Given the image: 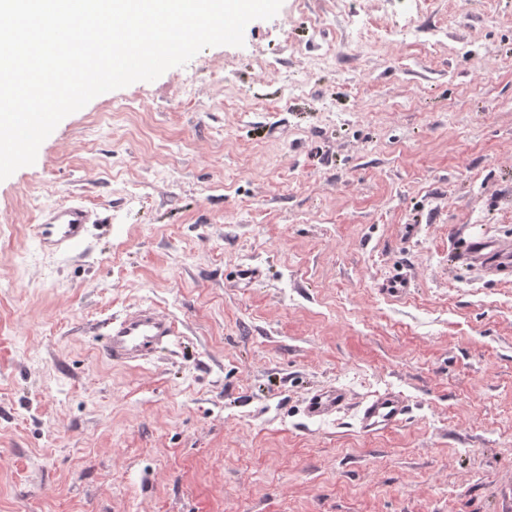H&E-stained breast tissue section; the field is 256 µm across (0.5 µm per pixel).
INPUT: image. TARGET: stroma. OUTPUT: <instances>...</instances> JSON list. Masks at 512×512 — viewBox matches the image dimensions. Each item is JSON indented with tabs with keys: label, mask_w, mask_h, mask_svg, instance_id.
<instances>
[{
	"label": "stroma",
	"mask_w": 512,
	"mask_h": 512,
	"mask_svg": "<svg viewBox=\"0 0 512 512\" xmlns=\"http://www.w3.org/2000/svg\"><path fill=\"white\" fill-rule=\"evenodd\" d=\"M244 40L0 181V512H512V272L466 254L512 249V0H283ZM67 200L101 221L43 250ZM147 306L176 335L106 359ZM345 395L340 390H316L311 392L304 405V413L308 418L325 417L342 405ZM407 406L402 398L385 393L370 399L361 409L360 424L366 432H378L402 422Z\"/></svg>",
	"instance_id": "stroma-1"
}]
</instances>
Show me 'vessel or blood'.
<instances>
[{
    "label": "vessel or blood",
    "mask_w": 512,
    "mask_h": 512,
    "mask_svg": "<svg viewBox=\"0 0 512 512\" xmlns=\"http://www.w3.org/2000/svg\"><path fill=\"white\" fill-rule=\"evenodd\" d=\"M93 217V212L78 202L52 208L44 213L40 224H37L35 235L45 249L65 250L85 239ZM471 252L488 268H512V254L503 251L487 252L484 242H475ZM174 334L173 321L154 308H142L109 324L103 353L112 361L138 362L151 356ZM344 400L342 391L316 390L307 396L304 413L311 419L322 418L335 412ZM406 413L407 407L402 398L385 393L370 399L362 407L360 424L365 431L375 433L402 422Z\"/></svg>",
    "instance_id": "vessel-or-blood-1"
}]
</instances>
